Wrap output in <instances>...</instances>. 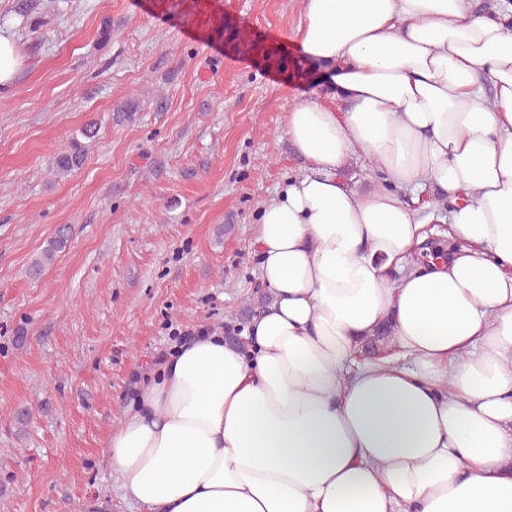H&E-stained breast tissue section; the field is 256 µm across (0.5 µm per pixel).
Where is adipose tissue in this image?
<instances>
[{
    "instance_id": "ef3b65f1",
    "label": "adipose tissue",
    "mask_w": 512,
    "mask_h": 512,
    "mask_svg": "<svg viewBox=\"0 0 512 512\" xmlns=\"http://www.w3.org/2000/svg\"><path fill=\"white\" fill-rule=\"evenodd\" d=\"M346 111L285 117L303 165L261 207L270 301L183 340L108 439L141 512H512V26L472 0H304ZM363 150L383 188L341 176ZM432 190L462 242L410 262ZM389 324V352L361 343Z\"/></svg>"
}]
</instances>
